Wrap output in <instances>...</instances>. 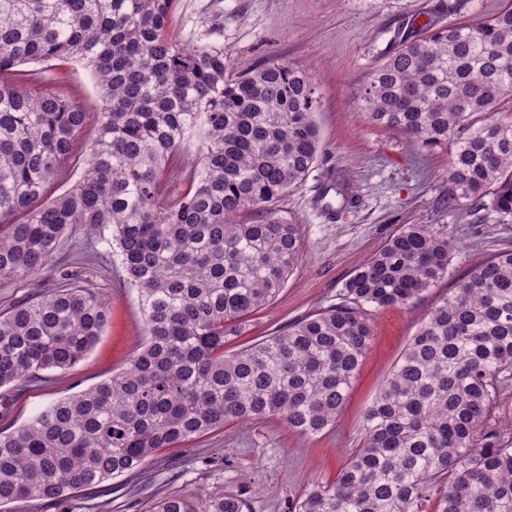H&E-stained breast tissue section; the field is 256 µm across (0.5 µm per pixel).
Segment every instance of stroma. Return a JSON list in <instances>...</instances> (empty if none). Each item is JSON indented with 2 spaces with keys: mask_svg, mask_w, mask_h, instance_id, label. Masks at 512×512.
Segmentation results:
<instances>
[{
  "mask_svg": "<svg viewBox=\"0 0 512 512\" xmlns=\"http://www.w3.org/2000/svg\"><path fill=\"white\" fill-rule=\"evenodd\" d=\"M512 0H176L172 29L182 40L223 49L229 75L269 60L306 68L317 81L314 114L320 152L303 184L277 203L302 229L303 261L279 297L246 332L255 339L336 302L360 262L377 253L405 224L446 226L456 241L447 278L409 307L374 316V339L335 426L303 437L279 420L231 424L175 448H165L140 472L82 490V512H149L155 499L232 492L250 512H289L316 479L333 478L360 445L363 415L421 317L482 260L512 249V215L489 207L448 203V154L374 125L360 105L370 71L430 24L488 18ZM42 87L98 111V87L88 69L66 64L57 78L42 64ZM74 282L91 285L111 309L108 326L86 358L52 372L47 383L22 387L0 431L26 424L52 401L95 385L126 368L138 351L143 315L125 281L108 228L76 227L53 259Z\"/></svg>",
  "mask_w": 512,
  "mask_h": 512,
  "instance_id": "stroma-1",
  "label": "stroma"
}]
</instances>
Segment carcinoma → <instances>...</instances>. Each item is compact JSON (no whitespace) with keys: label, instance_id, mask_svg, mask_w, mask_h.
<instances>
[{"label":"carcinoma","instance_id":"1","mask_svg":"<svg viewBox=\"0 0 512 512\" xmlns=\"http://www.w3.org/2000/svg\"><path fill=\"white\" fill-rule=\"evenodd\" d=\"M174 0H0V281L46 270L78 225H107L145 342L127 367L0 432V504H64L226 423L280 418L323 433L346 405L379 309L448 276L444 227L404 224L340 302L224 352L302 261L300 226L271 203L303 183L320 140L314 78L277 60L227 73L224 50L176 38ZM72 61L100 91L80 179L48 196L90 113L29 86ZM512 8L432 27L377 63L376 125L450 148L448 202L512 213ZM198 155L188 173L184 152ZM109 309L89 288L38 291L0 316V387L82 361ZM512 250L458 278L422 318L364 413L361 446L291 512H512ZM152 512H248L238 494L164 496Z\"/></svg>","mask_w":512,"mask_h":512}]
</instances>
